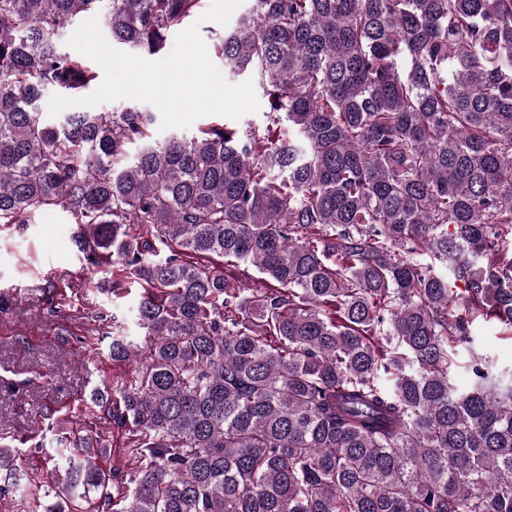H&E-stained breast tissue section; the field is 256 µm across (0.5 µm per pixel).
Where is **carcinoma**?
<instances>
[{
  "mask_svg": "<svg viewBox=\"0 0 512 512\" xmlns=\"http://www.w3.org/2000/svg\"><path fill=\"white\" fill-rule=\"evenodd\" d=\"M203 5L0 0V224L60 208L145 291L146 347H108L139 376L93 401L136 467L60 436L44 512H512V369L476 334L512 340V0H252L214 49L265 126L47 118V91L98 79L58 49L72 22L165 55ZM253 89H254L255 95H256L257 100H258L259 105H260L259 110L257 112H255V113H248V114L242 116L238 120H234V119H231L229 117L222 116V115L202 116V117L196 119L193 122V124L190 127H188V128H169V129L161 131L159 129L160 122H161V116H160V113L157 110V108L155 106H153L152 104L147 103V102L138 101V103L140 105L150 107L155 112V114H156V121H155V123L153 125L150 126V135L152 136V138L155 141L163 142L171 134H175V133L176 134H181V135L186 136V137H191L196 132L198 126H201L202 124L206 123L207 121H209L214 116H220L221 118L224 119V121L226 122V124L229 127L238 128L240 130L245 129V126H246V124L248 122L253 123V125L256 126V127L263 126L264 123H265V120H266L265 111H267V102H266V99H264V97H262L261 92L254 85H253ZM215 262L220 267L224 268V271L229 272L239 283L240 287L242 288H260L264 284V275L260 274L254 267H247L244 268V266H241L240 268H231L227 266H222V263L218 260H215ZM244 269V271H243Z\"/></svg>",
  "mask_w": 512,
  "mask_h": 512,
  "instance_id": "obj_1",
  "label": "carcinoma"
}]
</instances>
